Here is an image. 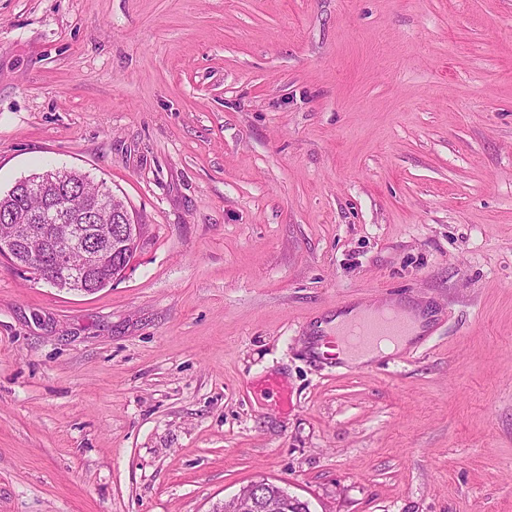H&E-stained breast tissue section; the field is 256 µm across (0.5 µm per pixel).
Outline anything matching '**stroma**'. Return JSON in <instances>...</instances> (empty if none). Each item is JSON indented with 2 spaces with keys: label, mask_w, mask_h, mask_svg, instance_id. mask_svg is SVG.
I'll return each instance as SVG.
<instances>
[{
  "label": "stroma",
  "mask_w": 512,
  "mask_h": 512,
  "mask_svg": "<svg viewBox=\"0 0 512 512\" xmlns=\"http://www.w3.org/2000/svg\"><path fill=\"white\" fill-rule=\"evenodd\" d=\"M105 181L97 293L0 257V512H512V0H0V193ZM411 303L405 359L318 355ZM291 397L282 408L262 383ZM302 502L268 482H252L213 512H292ZM273 508L274 510H271Z\"/></svg>",
  "instance_id": "obj_1"
}]
</instances>
